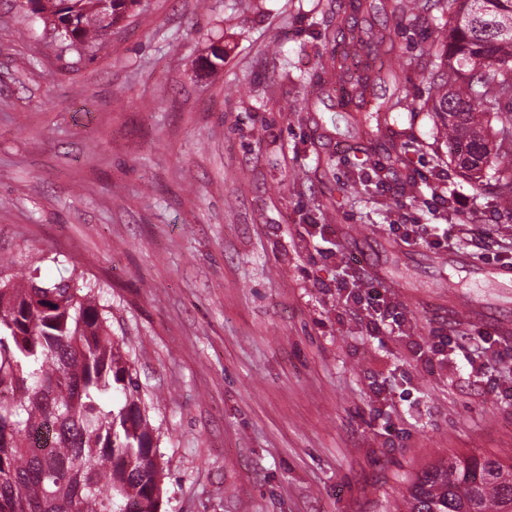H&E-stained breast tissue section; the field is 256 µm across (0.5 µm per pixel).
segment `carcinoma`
<instances>
[{
    "label": "carcinoma",
    "mask_w": 512,
    "mask_h": 512,
    "mask_svg": "<svg viewBox=\"0 0 512 512\" xmlns=\"http://www.w3.org/2000/svg\"><path fill=\"white\" fill-rule=\"evenodd\" d=\"M59 49L94 59L142 0H28ZM348 0L336 31L363 11ZM417 21L440 12L422 68L446 154L477 186L485 169L512 202V0H389ZM459 7L448 13L453 4ZM394 48L365 32L324 64L348 100L367 103L393 75ZM410 107L400 83L372 112ZM100 285L72 269L55 281L0 280V512H159L155 428L112 337ZM395 512H512V457L453 455L419 472Z\"/></svg>",
    "instance_id": "cac0c4a2"
}]
</instances>
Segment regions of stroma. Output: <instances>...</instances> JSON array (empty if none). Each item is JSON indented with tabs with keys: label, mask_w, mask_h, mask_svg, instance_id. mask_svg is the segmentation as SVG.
Returning <instances> with one entry per match:
<instances>
[{
	"label": "stroma",
	"mask_w": 512,
	"mask_h": 512,
	"mask_svg": "<svg viewBox=\"0 0 512 512\" xmlns=\"http://www.w3.org/2000/svg\"><path fill=\"white\" fill-rule=\"evenodd\" d=\"M335 10L145 0L91 61L0 0V268L101 284L159 435L161 512H391L438 461L512 456V204L438 158L435 20L358 15L409 78L379 128L318 67ZM391 141L405 165L381 187ZM406 224L451 243L405 244ZM342 279L401 326L368 328Z\"/></svg>",
	"instance_id": "stroma-1"
}]
</instances>
